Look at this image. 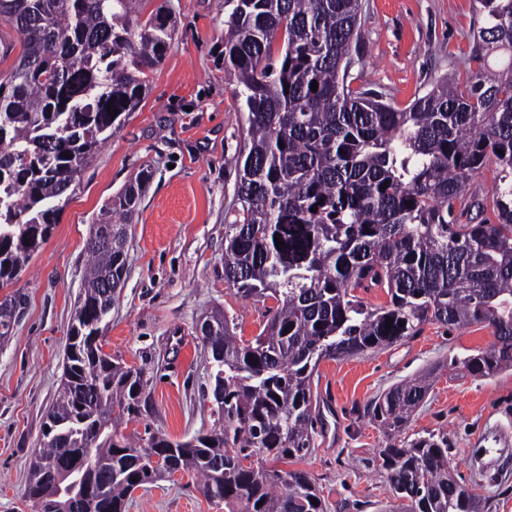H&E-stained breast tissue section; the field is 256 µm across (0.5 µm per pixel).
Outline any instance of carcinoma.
Here are the masks:
<instances>
[{"label":"carcinoma","mask_w":512,"mask_h":512,"mask_svg":"<svg viewBox=\"0 0 512 512\" xmlns=\"http://www.w3.org/2000/svg\"><path fill=\"white\" fill-rule=\"evenodd\" d=\"M147 2L0 0V24L16 34L0 33V63L19 50L0 70V289L50 239L83 171L162 64L174 20L163 5L145 13ZM476 2L478 69L463 83L441 77L399 109L353 86L362 78L352 73L360 0H225L224 69L247 117L224 280L276 306L247 341L212 315L222 323L202 345L215 368L218 426L182 442L157 436V465L151 444L136 452L121 427L141 414L146 381L102 351L90 324L112 307L106 279L126 270V226L152 176L141 170L90 229L64 381L45 422L55 429L29 471L36 512H128L137 488L177 472L201 477L204 495L227 512H326L306 472L265 467L313 447L321 360L388 348L426 323L480 324L492 344L449 365L476 377L512 370V0ZM491 164L488 205L467 187ZM371 287L389 302L370 307L356 295ZM24 304L18 290L0 299L1 339ZM440 369L370 404L389 441L375 465L402 512H490L450 469L447 435L402 437Z\"/></svg>","instance_id":"1"}]
</instances>
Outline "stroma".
<instances>
[{
    "label": "stroma",
    "instance_id": "1",
    "mask_svg": "<svg viewBox=\"0 0 512 512\" xmlns=\"http://www.w3.org/2000/svg\"><path fill=\"white\" fill-rule=\"evenodd\" d=\"M172 12L176 30L138 110L99 150L59 224L16 287L27 306L0 340V512H31L24 498L44 423L59 391L90 227L107 201L151 167L138 215L128 227L129 266L104 321L102 350L148 379L131 438L158 432L185 441L211 428V359L198 327L223 311L249 340L263 329L262 304L224 280V230L234 223L235 158L246 116L224 71V0H151ZM475 0H361L354 69L364 90L408 106L437 79L466 74L476 29ZM494 340L479 326L417 336L376 352L320 361L312 398L320 419L314 446L288 469L308 473L326 512H398L389 482L371 464L386 438L366 414L376 397L419 372ZM409 433L447 434L449 464L492 512H512V371L491 378L441 371ZM128 512H224L186 474L134 491Z\"/></svg>",
    "mask_w": 512,
    "mask_h": 512
}]
</instances>
